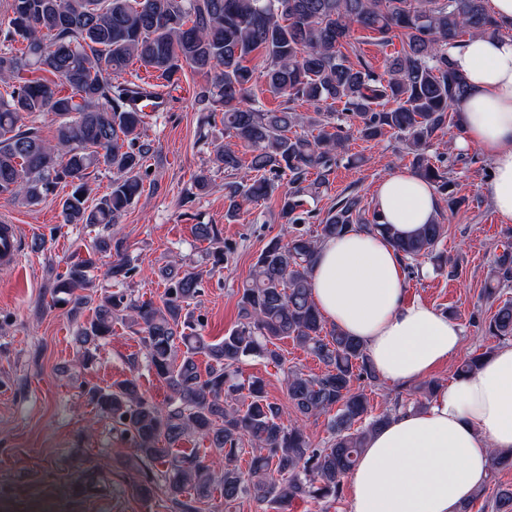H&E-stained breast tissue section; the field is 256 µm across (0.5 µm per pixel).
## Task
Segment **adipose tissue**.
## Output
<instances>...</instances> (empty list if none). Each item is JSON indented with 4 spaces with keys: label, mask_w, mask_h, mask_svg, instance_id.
Masks as SVG:
<instances>
[{
    "label": "adipose tissue",
    "mask_w": 512,
    "mask_h": 512,
    "mask_svg": "<svg viewBox=\"0 0 512 512\" xmlns=\"http://www.w3.org/2000/svg\"><path fill=\"white\" fill-rule=\"evenodd\" d=\"M468 86L461 143L493 164L485 193L512 223V38L473 36L451 48ZM384 223L414 235L439 212L433 186L397 169L374 190ZM323 318L360 339L382 379L410 381L457 351L462 330L426 303L404 300V262L390 239L363 230L325 240L310 271ZM512 448V346L456 378L423 410L376 431L348 477L351 512H460L490 470V451Z\"/></svg>",
    "instance_id": "ef3b65f1"
}]
</instances>
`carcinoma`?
<instances>
[{
	"label": "carcinoma",
	"instance_id": "obj_1",
	"mask_svg": "<svg viewBox=\"0 0 512 512\" xmlns=\"http://www.w3.org/2000/svg\"><path fill=\"white\" fill-rule=\"evenodd\" d=\"M358 29L376 33L382 44L400 40L401 50L383 72L361 59L350 61L346 46ZM500 30L486 0H9V19L0 27V196L37 204L63 183L70 187L61 205L63 223H120L143 193L146 163L157 151L143 133L148 113L142 107L157 97L153 84L136 72L113 78L132 62L168 84L186 68L204 75L194 94L204 124L221 112L224 135L249 153L245 161L229 144L214 152L213 163L224 169L227 220H236L243 203L272 195L289 176L280 218L293 230L271 239L258 255L239 289L240 321L219 342L202 336L190 310L203 291L201 270L161 267L165 290L158 303L95 285L94 271L106 255L112 258L106 276L114 283L137 273L122 237H98L85 256L55 275L54 304L74 318L93 306L75 336L84 361L112 337L116 324L135 326L150 369L170 390L164 406L150 401L133 375L86 391L131 445L127 465L139 474L137 497L153 498L155 465L163 466L166 492L181 512H197L195 503L208 501L217 486L226 506L249 496L281 512L297 499L342 497L344 479L371 433L407 405L396 400L375 414L366 390L354 387L375 385L378 374L361 341L335 327L325 330L311 298L319 244L357 229L376 231L391 239L408 268L426 259L440 268L448 263L437 253L445 227L438 219L402 238L355 194L327 211L317 234L299 225L312 217L308 200L321 193L352 130L365 140L386 131L401 136L411 169L434 185L448 212L459 210L465 198L448 167L428 155L466 94L448 49L466 36L494 38ZM16 42L24 44L19 54ZM255 58L265 91L281 99L277 111H264L256 99V67L249 66ZM299 102L314 111H297ZM336 103L343 104L339 123ZM36 114L54 117L53 139L26 124ZM101 164L112 170V185L91 204L87 180ZM195 231L213 244L206 252L211 269L224 267L226 253L213 225L198 224ZM511 286L507 244L492 256L483 297L497 299ZM484 332L512 340L511 299L497 306ZM288 338L324 366L315 376L285 369L288 401L300 419L335 412L331 439L322 448L302 422L284 424L283 406L269 399L263 379L239 380L249 357L284 366L278 342ZM200 354L208 359L203 372ZM193 435L210 442V462L174 452ZM247 443L252 457L243 470L238 458ZM509 467L512 448L491 450V471ZM493 512H512V486L498 488Z\"/></svg>",
	"mask_w": 512,
	"mask_h": 512
}]
</instances>
